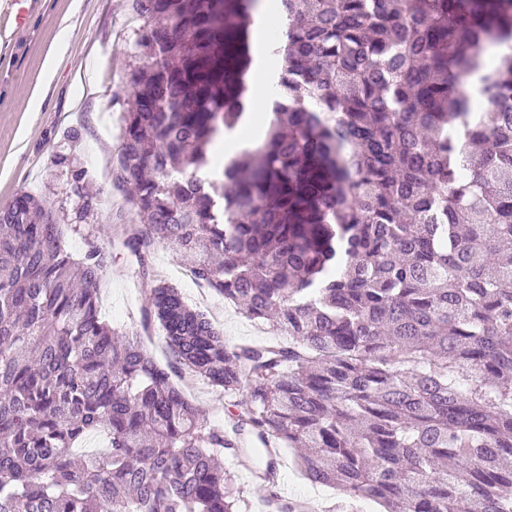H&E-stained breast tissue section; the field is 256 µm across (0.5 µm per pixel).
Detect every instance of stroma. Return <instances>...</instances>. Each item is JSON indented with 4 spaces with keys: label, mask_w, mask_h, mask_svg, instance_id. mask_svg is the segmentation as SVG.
I'll list each match as a JSON object with an SVG mask.
<instances>
[{
    "label": "stroma",
    "mask_w": 512,
    "mask_h": 512,
    "mask_svg": "<svg viewBox=\"0 0 512 512\" xmlns=\"http://www.w3.org/2000/svg\"><path fill=\"white\" fill-rule=\"evenodd\" d=\"M27 17L0 12V208L22 190L43 189L55 152L75 150L88 169L101 205L92 223L104 242H112L120 225L142 218L113 182L101 181L100 167L111 166L120 144V116L127 103V71L135 52L129 0H28ZM92 73L94 90L79 95L78 74ZM81 133L71 148L69 130ZM182 258L161 245L143 262L113 248L112 260L100 284L101 316L116 328L148 326L150 349L165 359L167 346L157 320H146L145 299L163 280L179 288L186 302L195 303L198 284L181 277ZM224 317L217 323L229 347L267 342V326L248 318L220 294ZM189 398L209 423L229 426L241 412L245 393L225 395L203 378L193 380ZM277 492L286 500L307 503L308 512H380L378 504L357 502L347 507L343 494L312 485L300 476L290 449H283Z\"/></svg>",
    "instance_id": "obj_1"
}]
</instances>
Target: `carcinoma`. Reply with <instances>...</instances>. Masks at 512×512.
I'll list each match as a JSON object with an SVG mask.
<instances>
[{
  "instance_id": "cac0c4a2",
  "label": "carcinoma",
  "mask_w": 512,
  "mask_h": 512,
  "mask_svg": "<svg viewBox=\"0 0 512 512\" xmlns=\"http://www.w3.org/2000/svg\"><path fill=\"white\" fill-rule=\"evenodd\" d=\"M260 2L130 0L112 175L146 218L126 250L191 258L288 342L231 349L162 281L169 364L103 320L100 198L55 154L78 209L21 191L0 211V512H241L220 458L260 449L208 425L183 372L246 391L240 427L311 449L304 478L352 501L512 512V0H280L269 125L208 174Z\"/></svg>"
}]
</instances>
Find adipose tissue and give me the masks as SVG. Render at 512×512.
Masks as SVG:
<instances>
[{
	"label": "adipose tissue",
	"instance_id": "1",
	"mask_svg": "<svg viewBox=\"0 0 512 512\" xmlns=\"http://www.w3.org/2000/svg\"><path fill=\"white\" fill-rule=\"evenodd\" d=\"M277 0H263L255 16L253 26V65L247 76V91L243 110L245 116L232 135L218 139L212 148L216 160L250 145L261 133L260 118L269 108V99L273 91L274 61L266 50V41L270 35L269 21L277 11Z\"/></svg>",
	"mask_w": 512,
	"mask_h": 512
}]
</instances>
